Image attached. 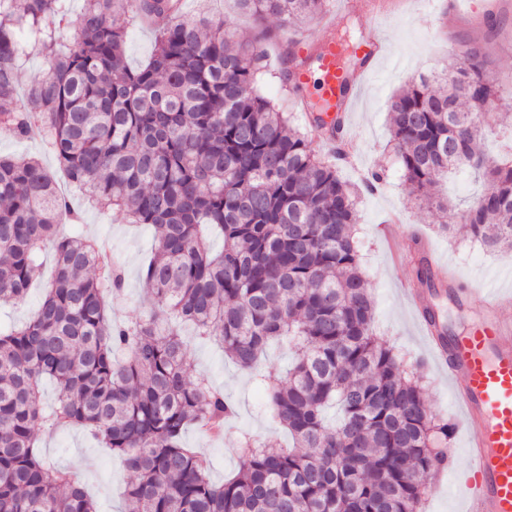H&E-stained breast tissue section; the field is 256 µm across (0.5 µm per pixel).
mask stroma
<instances>
[{
  "label": "stroma",
  "mask_w": 512,
  "mask_h": 512,
  "mask_svg": "<svg viewBox=\"0 0 512 512\" xmlns=\"http://www.w3.org/2000/svg\"><path fill=\"white\" fill-rule=\"evenodd\" d=\"M186 15L206 12L223 18L225 26L240 37L251 39L268 30L272 39L297 38V49L306 54L327 38L341 40L345 28H359L361 17L346 13L340 0H328L324 13L297 30L284 29L276 19L258 28L252 18L239 12L233 0H183ZM502 20L497 31H489L488 14ZM378 34L387 47L385 57L369 75L357 109L345 116L344 126L359 145L352 160L339 162V176L357 185L372 170H383L385 179L373 193H362L356 206V239L361 268L370 284L375 305L373 329L378 338L403 356L407 365H420L424 397L430 411L454 423L451 440L458 455L445 474L429 479L424 512H461L464 491L461 476L470 461L463 448L467 434L447 374L434 362L420 336L415 315L404 299L400 281L414 278L413 264L404 260L409 245L400 239H387L382 226L389 215L414 225L423 235L432 255L456 275L460 287L459 304H445L443 314L453 332L466 330L483 310L480 294L469 290L473 276H484L491 288L512 293V251L493 252L470 239L442 234L436 211L418 205L405 189L404 176L390 144L389 107L393 96L412 78H435L447 66L453 44L479 43L490 63L491 73L503 91L495 117L498 125L512 124V0H459L449 16L439 13L436 0H388L379 16ZM63 231H75L108 239L125 271L122 297L112 300V314L120 319L139 316L144 294L143 266L155 239L153 226L137 227L85 209L78 225L63 224ZM190 374L208 373L213 383L239 405L236 426L263 439L287 444L288 437L265 411V397L246 374L225 361L222 349L213 341L192 338L188 362ZM43 453L57 465L70 468L85 484L98 512H123V491L130 474L107 449L91 441L83 429L65 433H39ZM184 442L211 456L212 478L223 481L237 467V456L230 438L215 440L199 429L183 434Z\"/></svg>",
  "instance_id": "1"
}]
</instances>
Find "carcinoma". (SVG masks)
Listing matches in <instances>:
<instances>
[{"label": "carcinoma", "instance_id": "carcinoma-1", "mask_svg": "<svg viewBox=\"0 0 512 512\" xmlns=\"http://www.w3.org/2000/svg\"><path fill=\"white\" fill-rule=\"evenodd\" d=\"M150 23L154 48L126 61L115 0H84L78 37L61 39L67 0H0V132L45 146L87 204L157 230L144 271L149 308L112 323L106 298L123 269L99 240L58 231L79 220L41 159L0 157V303L26 299L51 250L55 272L26 322L0 326V512H97L66 467L49 462L38 432L79 427L133 474L125 512H422L426 479L448 462L453 426L426 406L422 378L371 330L373 299L355 236L357 191L329 158L256 93L261 40L194 20L182 0H125ZM258 20L296 28L327 0H236ZM33 48L47 71L17 93ZM282 87L314 57L278 44ZM446 88L413 79L390 105V133L408 195L455 217L490 250L512 249V155L472 120L475 94L500 87L482 49L451 55ZM328 139V106L307 104ZM484 183L466 208L432 192L450 172ZM224 247L212 249L208 236ZM217 341L263 388L294 440L270 448L244 432L237 472L217 483L182 434L224 436L234 403L209 378L186 374L177 322ZM294 349L286 380L262 365L272 342ZM57 397L47 406L43 380Z\"/></svg>", "mask_w": 512, "mask_h": 512}]
</instances>
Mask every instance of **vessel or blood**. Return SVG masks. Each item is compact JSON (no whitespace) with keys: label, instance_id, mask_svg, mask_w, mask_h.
Segmentation results:
<instances>
[{"label":"vessel or blood","instance_id":"b4317fda","mask_svg":"<svg viewBox=\"0 0 512 512\" xmlns=\"http://www.w3.org/2000/svg\"><path fill=\"white\" fill-rule=\"evenodd\" d=\"M356 52L366 63L350 76L338 62L335 42H325L316 71L297 72L295 84L316 82L322 101L350 111L383 55V44L372 35ZM404 291L462 411L468 433L465 452L471 459V469L462 479L467 512H512V320L501 315L506 300L486 294L481 318L466 332L449 335L438 318L429 316L425 294L415 283L405 282Z\"/></svg>","mask_w":512,"mask_h":512}]
</instances>
